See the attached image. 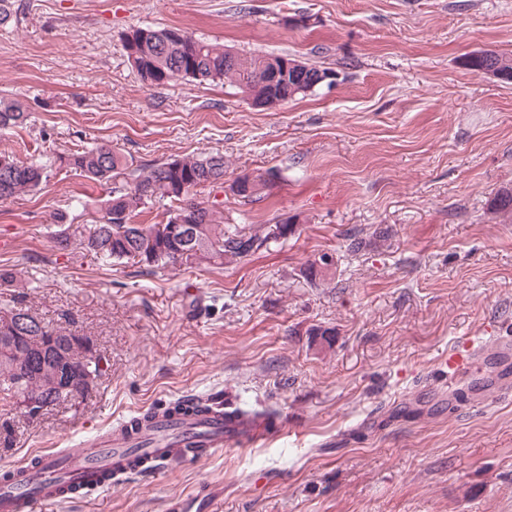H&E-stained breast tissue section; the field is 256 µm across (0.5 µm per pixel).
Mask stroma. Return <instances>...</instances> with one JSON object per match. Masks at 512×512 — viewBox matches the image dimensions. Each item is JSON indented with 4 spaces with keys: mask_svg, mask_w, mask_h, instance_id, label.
<instances>
[{
    "mask_svg": "<svg viewBox=\"0 0 512 512\" xmlns=\"http://www.w3.org/2000/svg\"><path fill=\"white\" fill-rule=\"evenodd\" d=\"M0 96L30 123L0 133L24 162L108 145L154 164L220 152L230 223L291 220L288 238L223 266L106 263L82 240L105 189L64 168L0 200V305L90 337L107 360L85 397L31 420L0 401V470L73 448L186 395L271 407L292 426L153 478L35 512H512V356L489 349L454 385L449 349L512 344V0H11ZM134 26L179 27L335 77L271 110L187 80L145 86ZM274 171L263 199L233 194ZM87 201L72 208L73 198ZM71 245L59 250L58 213ZM361 239L352 249L351 238ZM331 271L304 273L320 255Z\"/></svg>",
    "mask_w": 512,
    "mask_h": 512,
    "instance_id": "obj_1",
    "label": "stroma"
}]
</instances>
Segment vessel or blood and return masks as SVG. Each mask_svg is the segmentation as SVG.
Here are the masks:
<instances>
[{
	"mask_svg": "<svg viewBox=\"0 0 512 512\" xmlns=\"http://www.w3.org/2000/svg\"><path fill=\"white\" fill-rule=\"evenodd\" d=\"M286 422L274 426L262 423L239 425L224 421L223 410L217 409L205 420L186 419L177 423L158 420L155 426L140 423L137 429L114 428L95 436L73 450L38 455L37 467L17 465L16 479L0 480V512H34L43 502L59 505L70 500V484L83 489H105L109 483L106 474L127 476L140 471L155 472L174 463L177 457L168 436L178 431L196 435V447L189 457L200 461L217 451L240 444L250 446L265 442L269 437L283 434ZM140 454L143 463L133 466V454Z\"/></svg>",
	"mask_w": 512,
	"mask_h": 512,
	"instance_id": "1",
	"label": "vessel or blood"
}]
</instances>
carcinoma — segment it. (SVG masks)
Here are the masks:
<instances>
[{"label":"carcinoma","mask_w":512,"mask_h":512,"mask_svg":"<svg viewBox=\"0 0 512 512\" xmlns=\"http://www.w3.org/2000/svg\"><path fill=\"white\" fill-rule=\"evenodd\" d=\"M176 28L154 29L135 27L124 37L127 60L141 81L148 85H163L177 80L199 84H229L250 86L257 97L273 99L281 105L298 96H305L321 85L320 73L327 72L315 65L309 66L307 81L290 89L293 84L292 64L297 59L272 53L239 52L237 62L224 65L227 52L224 46L182 31L174 36ZM290 63L283 69L284 63ZM277 72L280 79L275 86L264 84L267 75ZM29 113L17 101L0 97V131L27 124ZM74 171L89 181L107 185L127 166L119 153L107 146L85 148L59 155L45 162L23 163L13 154L0 151V200L34 192L47 182L54 166ZM224 155L175 159L153 165L137 175L132 182L114 187L99 209V217L89 228L83 240L84 248L106 261H131L148 267L180 265L193 267L201 263L232 262L250 256L269 240L281 239L284 234L253 233L237 224L224 221V203L217 200L205 204L190 199L192 191L201 186L224 189ZM267 182L261 180L248 187L239 185L233 193L245 200L262 197ZM177 201L179 206L167 209L166 219L155 224L135 222L137 209L163 201ZM189 225L186 241L172 235L171 226L178 218ZM40 335L55 337L74 366L83 358L82 347L71 343V332L57 330L44 323ZM39 368H19L9 360L0 359V394L3 400L24 398L36 393L40 385ZM219 403L212 400L178 402L166 411L168 416L208 414ZM264 417L272 422L277 414L271 410L232 407L224 411V418Z\"/></svg>","instance_id":"cac0c4a2"}]
</instances>
